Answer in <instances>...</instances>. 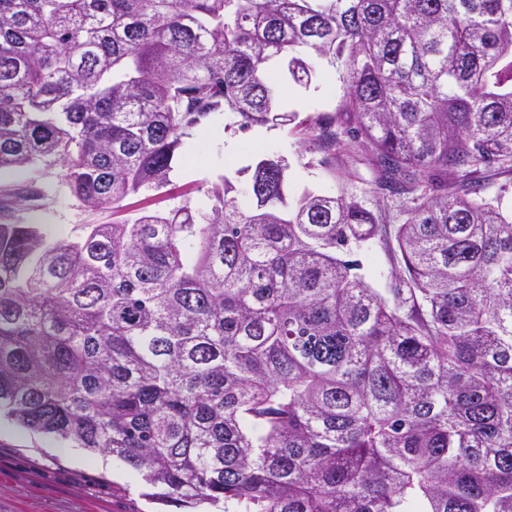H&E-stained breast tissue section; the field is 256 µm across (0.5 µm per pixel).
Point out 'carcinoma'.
I'll return each instance as SVG.
<instances>
[{
    "instance_id": "obj_1",
    "label": "carcinoma",
    "mask_w": 512,
    "mask_h": 512,
    "mask_svg": "<svg viewBox=\"0 0 512 512\" xmlns=\"http://www.w3.org/2000/svg\"><path fill=\"white\" fill-rule=\"evenodd\" d=\"M341 71L347 135L405 197L287 201L260 158L75 238L15 213L169 184L230 113L288 125L267 75ZM0 415L222 512H512V0H0ZM400 254L374 288L339 251ZM507 187L506 192H501L502 185ZM486 200L500 199L503 210L510 211L512 209V176H500L490 180L487 191L483 195Z\"/></svg>"
}]
</instances>
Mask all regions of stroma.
I'll return each mask as SVG.
<instances>
[{
    "label": "stroma",
    "instance_id": "stroma-1",
    "mask_svg": "<svg viewBox=\"0 0 512 512\" xmlns=\"http://www.w3.org/2000/svg\"><path fill=\"white\" fill-rule=\"evenodd\" d=\"M316 77L310 86L293 81L281 84L284 111L306 119L340 108L343 95L339 73L314 62ZM285 158L289 164L288 196L320 191L353 197L366 208L376 206L370 188L376 172L360 151L337 149L328 154L303 144L292 126H252L240 130L223 120L193 131L183 140L170 174L171 183L157 192L127 198L119 212L90 211L73 198L44 202L19 212L24 222L51 225L60 234L78 235L82 225L108 224L114 217H135L144 210H165L189 200H207L206 190L220 178H229L246 192L248 166L263 156ZM0 512H184L147 498L142 477L112 457L80 448H61L51 439L0 420Z\"/></svg>",
    "mask_w": 512,
    "mask_h": 512
}]
</instances>
